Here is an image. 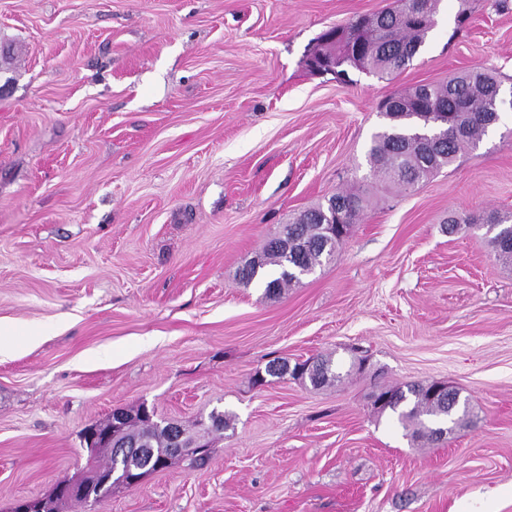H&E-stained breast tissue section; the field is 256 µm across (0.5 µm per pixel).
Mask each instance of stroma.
Wrapping results in <instances>:
<instances>
[{
    "label": "stroma",
    "instance_id": "obj_1",
    "mask_svg": "<svg viewBox=\"0 0 512 512\" xmlns=\"http://www.w3.org/2000/svg\"><path fill=\"white\" fill-rule=\"evenodd\" d=\"M391 0H0V512L82 472L86 427L146 405L209 436L100 512H512V266L449 216L512 213V111L404 193L368 150L388 95L480 65L512 90V0H443L381 78L312 74ZM366 200L277 299L237 271L289 217ZM341 379L256 387L274 358ZM446 384L468 423L415 442L373 393ZM313 363V371H302L301 376L297 379H309L313 387H324L338 381L341 376L336 372V365L331 357L317 359Z\"/></svg>",
    "mask_w": 512,
    "mask_h": 512
}]
</instances>
